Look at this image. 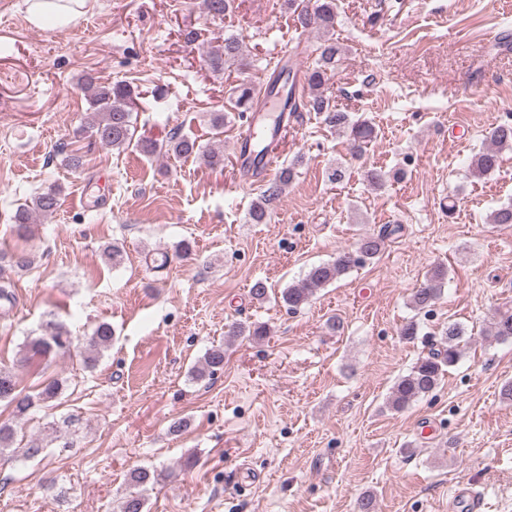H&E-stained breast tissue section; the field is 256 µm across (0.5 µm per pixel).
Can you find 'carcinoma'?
Here are the masks:
<instances>
[{"label": "carcinoma", "instance_id": "obj_1", "mask_svg": "<svg viewBox=\"0 0 512 512\" xmlns=\"http://www.w3.org/2000/svg\"><path fill=\"white\" fill-rule=\"evenodd\" d=\"M203 12L216 19L233 9L234 0H199ZM293 9L295 29L316 31L319 40L312 54L311 66L305 70L302 82L306 84L309 95L303 99L296 95L294 88L283 90L278 85L281 74L267 85L266 94L278 99L280 103V118L293 115L304 109L324 115V121L336 132L349 137L353 148L361 152L377 136L374 125L359 117L353 118L330 103L321 88L329 76L336 71L344 53V47L333 37L336 19V0H289ZM207 65L220 73L224 68L236 67L240 70L248 66L243 40L234 35L224 37L221 44L208 51ZM84 87L90 92L92 112L88 113L86 124L99 142L107 147L125 150L134 144L147 156L172 153L176 156H188L196 152L195 142L187 138H174L166 143L153 140L134 141L131 131L133 112L138 110V93L125 81L101 85L92 76L84 78ZM232 108L238 112H250L256 105L254 87L242 82L233 88L230 96ZM512 148V123H502L493 127L490 135V146L476 153L471 161L473 174L482 176L494 171L499 164V152ZM296 159L287 167L281 169L272 179L268 180L265 188L251 204L248 215L252 223L264 224L269 217L270 205L279 199L288 185L296 176ZM61 189L55 186L35 196L31 204L18 208L12 216V222L20 231H29L32 215L43 216L53 214L60 205ZM401 227L385 226L377 233L362 235L356 247L352 250H342L336 258L327 263L312 266L306 276L280 294L282 302L290 310H299L308 304L320 289L328 286L353 267L360 266L375 258L388 236L398 233ZM6 262L12 269L24 270L33 263L30 252L0 253V262ZM446 270L438 266L429 273L427 283L412 297L413 307L419 311L433 307L442 295V287ZM491 334L499 340L512 339V310L507 309L497 313L491 323ZM466 336V329L460 323L448 324L443 341L436 348L429 350L427 355L418 359L410 372L398 378L387 398V406L394 411H401L414 402L433 392L440 384L448 370L455 366L462 357L461 342ZM113 329L107 322L96 326L93 333L83 346V364L93 368L104 351L112 346ZM74 339L66 326L51 319L46 322L41 335L27 341L25 348L37 356H46L53 352L65 353L73 347ZM224 368V347L215 346L209 349L203 361L193 369L197 379L211 376ZM63 390V381L53 379L35 394H22L17 390L16 376L13 370L0 369V401H8L14 408L17 418L26 416L31 410L42 403L56 399ZM14 429L7 422H0V456L15 453Z\"/></svg>", "mask_w": 512, "mask_h": 512}]
</instances>
